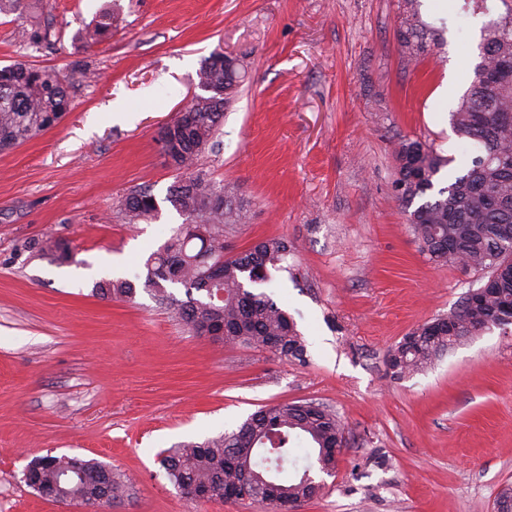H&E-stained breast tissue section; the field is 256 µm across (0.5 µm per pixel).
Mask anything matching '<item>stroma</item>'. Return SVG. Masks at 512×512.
Returning <instances> with one entry per match:
<instances>
[{
	"mask_svg": "<svg viewBox=\"0 0 512 512\" xmlns=\"http://www.w3.org/2000/svg\"><path fill=\"white\" fill-rule=\"evenodd\" d=\"M419 4L439 45L416 63L398 42L405 0H47V48L18 40L26 11L0 13V66L57 68L71 98L37 137L0 150V512H78L25 484L46 455L129 477L112 512H261L186 499L160 459L298 401L334 412L346 445L322 495L295 512H495L512 485V335L469 337L401 379L386 365L481 281L421 253L393 151L419 140L448 173L462 169L474 148L452 114L489 17L464 0ZM107 8L111 33L83 46L77 33ZM215 51L244 57L247 72L198 168L244 206L225 254L291 242L269 294L307 340L301 361L191 335L141 288L146 259L184 222L165 200L177 172L158 131ZM117 100L131 109L119 122ZM140 188L159 213L131 224L121 205ZM50 237L73 261L43 250ZM118 278L138 285L134 301L95 294Z\"/></svg>",
	"mask_w": 512,
	"mask_h": 512,
	"instance_id": "obj_1",
	"label": "stroma"
}]
</instances>
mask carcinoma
<instances>
[{
    "mask_svg": "<svg viewBox=\"0 0 512 512\" xmlns=\"http://www.w3.org/2000/svg\"><path fill=\"white\" fill-rule=\"evenodd\" d=\"M498 14L483 28L480 61L473 68L468 93L453 124L458 135L478 146L463 171L436 187L441 170L451 160L417 140H403L395 149L397 198L407 214L420 250L436 263L483 272L484 297H461L448 314L457 326L448 330L428 322L390 351L388 369L401 379L429 367L467 336L496 327L512 335V320L501 314L512 309V0H497ZM112 28V13L81 33L88 46ZM21 40L52 45L53 28L46 20L18 30ZM398 41L409 60L433 52L436 32L420 16L418 0H406ZM241 60L216 51L197 72V87L205 102L195 101L158 132L170 148L180 176L166 201L184 223L146 261L143 289L161 306L175 311L188 332L224 328V342L269 350L282 359L303 360L304 336L297 324L266 292L272 272L288 270L292 244L284 237L263 239L231 258L224 254V226L241 221V205L224 206V188L196 169L198 156L213 139L224 118L225 105L242 79ZM69 87L52 67L18 62L0 68V149L38 135L67 111ZM123 211L130 221L155 216V197L145 189L125 197ZM186 288L187 301L177 302L171 284ZM95 291L110 298L132 300L136 287L127 279L98 283ZM202 292L201 298L193 292ZM344 426L337 415L312 403L265 406L234 431L203 442H182L165 451L161 465L187 498L224 502L240 500L248 475L267 476L270 487L249 486L244 499L273 512L272 503H300L322 492L324 484L310 475L317 468L327 475L342 452ZM307 445L311 463L297 476L294 449ZM64 470L71 479L62 484L61 498L87 503H112L127 492L126 481L112 466L78 457L42 456L32 459L25 474L38 494L49 489Z\"/></svg>",
    "mask_w": 512,
    "mask_h": 512,
    "instance_id": "carcinoma-1",
    "label": "carcinoma"
}]
</instances>
